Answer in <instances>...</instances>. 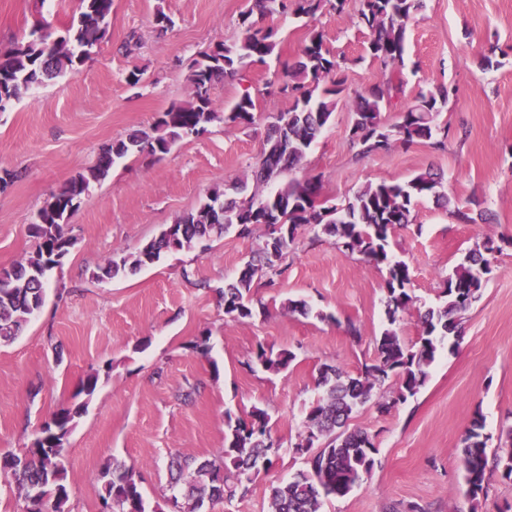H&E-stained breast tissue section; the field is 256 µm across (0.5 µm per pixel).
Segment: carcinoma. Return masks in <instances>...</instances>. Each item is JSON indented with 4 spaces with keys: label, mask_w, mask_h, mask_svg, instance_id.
Listing matches in <instances>:
<instances>
[{
    "label": "carcinoma",
    "mask_w": 512,
    "mask_h": 512,
    "mask_svg": "<svg viewBox=\"0 0 512 512\" xmlns=\"http://www.w3.org/2000/svg\"><path fill=\"white\" fill-rule=\"evenodd\" d=\"M78 2L79 20L63 33L55 35L45 27L43 35L32 31L28 41L0 51V111L31 86L62 76L99 45L112 13V0ZM422 6L423 0H360L359 23L369 31L367 52L394 74L403 64L407 24ZM290 7L297 15L313 16L321 0H252L242 13L241 39L232 45H218L194 62L190 99L163 112L155 122L154 135L133 133L125 141L104 144L93 165L43 202L30 225L32 236L38 240L35 255L24 263L0 269V344L13 342L43 306L48 270L61 265L53 255L63 259L72 247L64 224L91 184L105 180L118 160L145 151L166 154L178 140L205 131L221 118L235 124L254 123L255 103L250 95H243L230 112L221 116L213 105L211 90L218 79L236 75L249 63H263L275 53L274 32L256 29L250 22L254 11L272 13ZM281 64L286 82L266 95L287 91L295 101L290 108L272 114L264 151L251 169L258 186L278 181L299 167L331 121L344 90V79L338 76L340 62L325 48L319 31L310 32L298 60L285 59ZM392 89L389 78L354 97L350 140L362 154L384 153L397 143L408 146L432 140L434 114L447 104L451 94L445 85L421 90L414 104L391 124L384 112L391 103ZM441 185V174L429 169L403 183H370L341 205L319 203L321 183L317 177L293 178L266 195L254 193L242 198H228L226 192L215 189L195 211L176 221L175 241L163 231L135 252L118 260L111 258L98 268L96 278L110 280L121 272H135L154 264L163 252L191 250L232 227L246 237L253 227L263 224L269 229L264 246L224 287V314L234 319L254 315L249 297L253 277L274 269L293 247L303 226L335 238L337 247L361 255L369 266L386 269L387 327L377 340L375 363L355 376L328 365L320 369L318 386L323 394L308 407L294 447L307 456L308 467L272 488L268 512H323L326 501L343 498L362 484L375 465L377 448L368 432L349 428V421L372 399L375 387L391 376L397 379V393L378 403L379 412L387 413L416 395L428 379L438 348L447 337L459 334L460 319L480 299L487 276L493 271L495 254L500 251L491 239L469 250L448 275L446 301L420 315L418 341L408 346L400 336L402 315L413 305L414 296L409 266L390 254V239L396 228L410 223L411 211L420 200L440 197ZM293 359L294 354L286 349L275 352L262 345L254 355L255 363L272 372L286 368ZM86 406L84 401L73 408L58 409L30 446L0 457V476L16 484L26 506L40 505L45 512H69L65 443ZM268 423L267 412L257 406L246 419L227 416L224 449L219 456L175 461L174 483L180 491L166 499V506H175L177 512H198L200 502L230 501L247 494L254 477L272 466V457L279 451ZM507 436L508 447L488 457L489 437L478 415L462 440L461 465L472 512H477L480 499L487 495L491 471L498 470L502 478L512 480V429ZM99 481L105 512H164L159 505L150 507L141 476L130 467L106 463Z\"/></svg>",
    "instance_id": "cac0c4a2"
}]
</instances>
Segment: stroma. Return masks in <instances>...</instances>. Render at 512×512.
Masks as SVG:
<instances>
[{
    "label": "stroma",
    "instance_id": "stroma-1",
    "mask_svg": "<svg viewBox=\"0 0 512 512\" xmlns=\"http://www.w3.org/2000/svg\"><path fill=\"white\" fill-rule=\"evenodd\" d=\"M248 7L247 0H112L106 35L91 57L0 112V167L16 175L0 192V268L35 251L29 226L42 202L92 165L104 143L150 131L160 113L189 100L193 63L240 39ZM160 8L173 20L164 32L154 24ZM359 8L360 0H348L340 15L328 2L312 18L253 15L256 27L274 31L278 57L215 83L211 98L227 111L250 93L256 122L217 121L165 155L120 160L70 215L65 229L74 245L48 276L44 306L13 343L0 345V454L30 446L80 381L100 374L66 442L70 512H100L99 470L113 459L140 472L149 504L163 503L171 455L218 456L227 416L246 417L255 405L270 416L279 454L246 495L207 512H268L272 487L306 467L293 447L306 408L321 394L320 368L356 374L374 362L386 326L385 274L307 226L271 280L255 277L250 295L258 309L241 321L225 316L222 290L264 245V226L245 238L231 231L164 254L108 281L95 277L107 259L136 251L213 189L243 178L262 152L267 114L294 102L265 94L267 84L282 80L278 59H296L313 30L339 60L346 90L295 177L320 176V202L342 204L366 184L404 182L432 168L442 172L440 192L452 201L447 208L422 200L412 224L391 238L416 297L400 325L404 341H417L420 314L439 304L448 274L469 249L489 238L500 248L460 337L445 340L425 386L390 413L369 403L354 415L351 427L374 438L376 463L360 487L326 502L324 512H409L413 505L504 512L512 505V482L495 472L487 497L472 506L460 463L475 415L484 418L489 450L512 429V0H424L408 24L402 89L385 117L395 122L420 88L452 85L456 96L434 119L448 136L439 149L418 142L367 155L350 141L351 103L387 75L365 52ZM78 13L77 0H0V49L40 23L64 30ZM486 56L492 67L482 66ZM133 72L139 83L130 82ZM458 209L489 220L461 222ZM289 300L304 301L308 314L285 309ZM201 337L204 355L192 349ZM260 345L295 358L281 372L266 371L253 362Z\"/></svg>",
    "mask_w": 512,
    "mask_h": 512
}]
</instances>
